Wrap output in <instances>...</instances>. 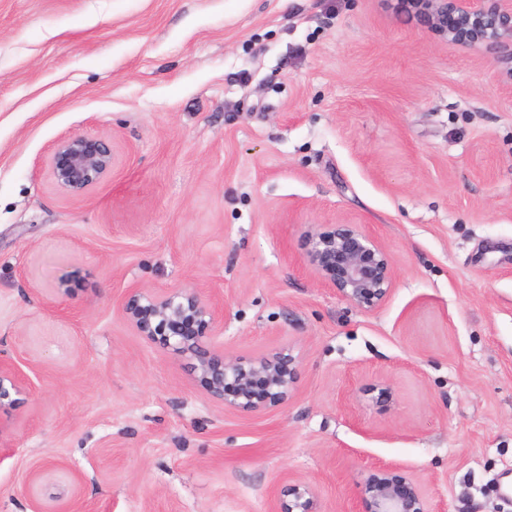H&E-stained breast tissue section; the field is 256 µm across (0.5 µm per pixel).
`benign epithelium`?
Masks as SVG:
<instances>
[{
  "instance_id": "7a95c632",
  "label": "benign epithelium",
  "mask_w": 512,
  "mask_h": 512,
  "mask_svg": "<svg viewBox=\"0 0 512 512\" xmlns=\"http://www.w3.org/2000/svg\"><path fill=\"white\" fill-rule=\"evenodd\" d=\"M435 14H451L457 27L449 31L458 43L508 37L502 53L512 60V0H423ZM111 144L102 138L71 135L56 144L50 175L57 187L82 195L111 171ZM306 261L314 274L339 296L366 312L388 299L394 271L389 254L359 224L315 225L307 235ZM123 314L149 342L178 357L193 360L192 369L209 396L242 413H256L288 400L297 378V361L288 349L258 357H228L216 349L217 303L185 288L164 293L134 289ZM27 387L9 359L0 358V411L21 403ZM370 512H435L419 485L397 482L385 470L368 474L361 483ZM276 512H319L312 488L288 484L280 491Z\"/></svg>"
}]
</instances>
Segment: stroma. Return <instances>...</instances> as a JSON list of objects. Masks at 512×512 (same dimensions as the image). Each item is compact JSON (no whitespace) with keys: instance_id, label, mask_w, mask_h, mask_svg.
I'll return each instance as SVG.
<instances>
[{"instance_id":"stroma-1","label":"stroma","mask_w":512,"mask_h":512,"mask_svg":"<svg viewBox=\"0 0 512 512\" xmlns=\"http://www.w3.org/2000/svg\"><path fill=\"white\" fill-rule=\"evenodd\" d=\"M386 0H0V512H367L390 467L435 512H512V76ZM110 175L55 186L57 142ZM390 255L366 312L311 226ZM219 298L229 356L288 347V401L242 414L147 343L128 293ZM112 163V146L107 140L71 135L56 144L50 159V175L63 191L82 195L112 171ZM306 261L324 284L366 312L380 308L394 284L389 254L359 224L314 225ZM27 387L20 378L19 370L9 359L0 358V411L21 403ZM312 488L305 484H288L280 491L276 512H320Z\"/></svg>"}]
</instances>
